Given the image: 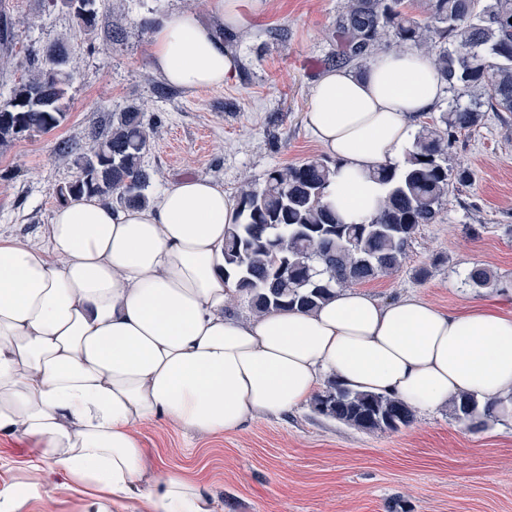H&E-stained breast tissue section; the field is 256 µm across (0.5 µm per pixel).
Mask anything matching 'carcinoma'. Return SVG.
<instances>
[{
    "mask_svg": "<svg viewBox=\"0 0 512 512\" xmlns=\"http://www.w3.org/2000/svg\"><path fill=\"white\" fill-rule=\"evenodd\" d=\"M73 11L79 30L96 28L95 0ZM429 22L404 11V0H348L336 18V64H361L391 37L411 44L432 61L455 92L472 88L483 96L455 104L421 127L405 164L382 167L374 178L388 185L377 212L347 224L325 198L336 167L319 159L272 169L261 187L241 186L238 223L224 238L225 273L256 314L281 308L309 312L339 288L373 280L401 268L421 226L436 221L455 185L472 180L467 169H448L451 137L477 127L483 111L512 112V0H428ZM451 42L454 48L443 46ZM28 78L0 104V145L48 133L65 119L69 81L62 45L28 53ZM445 129H440V126ZM96 146L77 157V175L58 188L59 198H96L117 204L150 201L152 175L144 165L149 134L136 109L121 112L95 133ZM466 281L493 285L478 265ZM456 419L472 431L497 418V403L462 393L449 402ZM321 415L367 433L409 426L415 410L390 395L355 391L333 381L313 398Z\"/></svg>",
    "mask_w": 512,
    "mask_h": 512,
    "instance_id": "obj_1",
    "label": "carcinoma"
}]
</instances>
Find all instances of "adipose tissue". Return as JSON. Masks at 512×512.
<instances>
[{
	"mask_svg": "<svg viewBox=\"0 0 512 512\" xmlns=\"http://www.w3.org/2000/svg\"><path fill=\"white\" fill-rule=\"evenodd\" d=\"M151 40L150 68L172 86L196 93L235 74L197 12L159 19ZM443 94L411 50L321 74L306 123L340 163L328 200L343 219L374 212L387 193L374 171L404 155ZM237 210L223 184L195 177L144 207L82 198L33 236L0 229V433L94 489L84 512H217L179 474L144 484L133 426L233 431L305 403L323 376L419 412L473 393L512 420L511 317L450 314L416 295L382 304L354 288L310 313L230 315L241 295L224 275V234Z\"/></svg>",
	"mask_w": 512,
	"mask_h": 512,
	"instance_id": "ef3b65f1",
	"label": "adipose tissue"
}]
</instances>
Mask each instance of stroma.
Wrapping results in <instances>:
<instances>
[{
  "mask_svg": "<svg viewBox=\"0 0 512 512\" xmlns=\"http://www.w3.org/2000/svg\"><path fill=\"white\" fill-rule=\"evenodd\" d=\"M347 0H241L242 30L225 32L236 66L224 87L189 93L149 67L143 21L196 10L216 19L212 0H96L93 34L79 31L62 0H0V102L26 77L29 46L64 42L70 57L66 118L54 130L0 147V225L27 236L49 223L56 189L74 178L60 142L79 152L95 131L133 106L150 126L144 163L151 196L178 180L210 177L239 193L267 173L327 153L305 126L312 87L330 69L332 32ZM448 167L467 168L470 184L449 195L435 223L421 226L396 272L363 283L383 303L415 294L461 312L472 306L512 316V113H486L458 134ZM434 270L426 281L415 271ZM479 265L495 276L483 289L466 282ZM145 450L144 477L169 471L205 487L217 512H512V423L470 431L449 408L416 414L396 432L363 433L317 413L312 403L240 429L208 434L168 418L132 429ZM43 486L10 512H82V489L35 463L31 442L0 434V484Z\"/></svg>",
  "mask_w": 512,
  "mask_h": 512,
  "instance_id": "1",
  "label": "stroma"
}]
</instances>
